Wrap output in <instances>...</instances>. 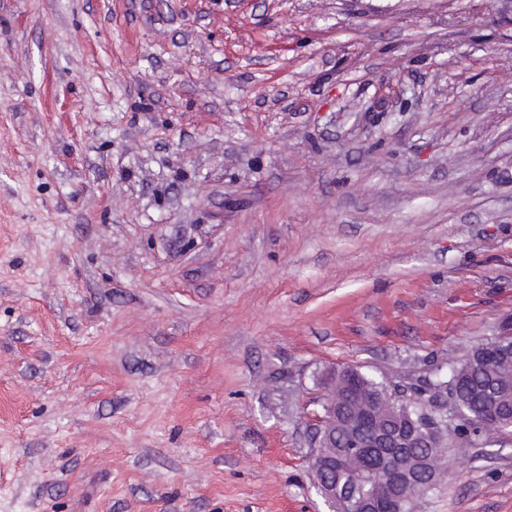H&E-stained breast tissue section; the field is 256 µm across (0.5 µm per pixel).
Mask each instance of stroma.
<instances>
[{"instance_id":"obj_1","label":"stroma","mask_w":512,"mask_h":512,"mask_svg":"<svg viewBox=\"0 0 512 512\" xmlns=\"http://www.w3.org/2000/svg\"><path fill=\"white\" fill-rule=\"evenodd\" d=\"M509 322L512 0H0V512H325L322 377Z\"/></svg>"}]
</instances>
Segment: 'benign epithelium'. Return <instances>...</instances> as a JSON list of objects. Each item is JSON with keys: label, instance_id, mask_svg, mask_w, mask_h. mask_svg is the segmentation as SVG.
<instances>
[{"label": "benign epithelium", "instance_id": "1", "mask_svg": "<svg viewBox=\"0 0 512 512\" xmlns=\"http://www.w3.org/2000/svg\"><path fill=\"white\" fill-rule=\"evenodd\" d=\"M346 371L333 370L325 382L321 412L310 428L308 465L316 492L327 512H410L414 498L429 490L447 466L448 415L427 410L416 420L407 415L409 432L386 415L415 399L417 391L393 387L379 397L362 398L340 384L339 375ZM413 438L423 448L415 458L401 450ZM363 480L371 484L366 492L356 490Z\"/></svg>", "mask_w": 512, "mask_h": 512}]
</instances>
